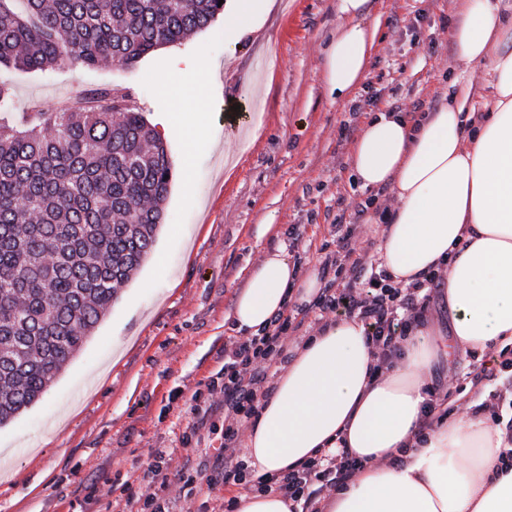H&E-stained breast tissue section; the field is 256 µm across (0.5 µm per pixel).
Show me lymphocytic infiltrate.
Here are the masks:
<instances>
[{
  "label": "lymphocytic infiltrate",
  "mask_w": 512,
  "mask_h": 512,
  "mask_svg": "<svg viewBox=\"0 0 512 512\" xmlns=\"http://www.w3.org/2000/svg\"><path fill=\"white\" fill-rule=\"evenodd\" d=\"M386 194L382 187L376 196L353 204L337 197L328 238L319 248L323 287L309 303L286 306L260 333L229 338L222 369L191 397L195 422L182 434L179 447L154 449L138 476L121 482L130 512H172L174 494L189 497L203 485L228 491L223 512H236L239 496L267 492L288 498L291 512H324L326 499L353 480L363 462L350 449L330 448L288 472L259 474L241 438L273 392V372L290 362L292 346L303 343L308 329L334 316L359 318L376 358L373 373L379 377L394 368L409 331L428 321L434 300L442 294L444 271H429L408 286L391 284L371 253L372 242L363 239L370 209ZM457 391L450 381L429 389L416 440H424L435 424L459 413L452 400ZM217 394L224 408L219 417L214 414ZM206 432L220 433L219 447L200 449Z\"/></svg>",
  "instance_id": "obj_1"
}]
</instances>
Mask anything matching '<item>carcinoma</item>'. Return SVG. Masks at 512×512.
Returning <instances> with one entry per match:
<instances>
[{"mask_svg": "<svg viewBox=\"0 0 512 512\" xmlns=\"http://www.w3.org/2000/svg\"><path fill=\"white\" fill-rule=\"evenodd\" d=\"M219 0H0V65L131 66L202 30ZM172 178L162 139L110 87L56 111L0 82V426L79 353L155 241Z\"/></svg>", "mask_w": 512, "mask_h": 512, "instance_id": "obj_1", "label": "carcinoma"}]
</instances>
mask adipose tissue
<instances>
[{
    "mask_svg": "<svg viewBox=\"0 0 512 512\" xmlns=\"http://www.w3.org/2000/svg\"><path fill=\"white\" fill-rule=\"evenodd\" d=\"M367 0H340L345 22L324 65L330 94L349 98L367 75L375 27ZM274 0H225L224 43L237 46L260 27ZM460 77L437 110L411 120L371 117L355 140L350 169L362 189L391 186L395 205L382 229L378 267L408 285L446 267L449 329L413 328L389 373L375 363L357 318L328 322L301 345L249 427L246 448L258 472L279 473L346 443L364 463L327 512H512V469L501 468L502 430L484 412L436 425L414 440L434 365L454 351L512 344V0H464L454 31ZM490 89L482 119L471 114V79ZM321 286L299 273L286 246L267 251L248 272L230 315L256 333L288 300L305 302Z\"/></svg>",
    "mask_w": 512,
    "mask_h": 512,
    "instance_id": "adipose-tissue-1",
    "label": "adipose tissue"
}]
</instances>
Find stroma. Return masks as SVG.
<instances>
[{"instance_id":"obj_1","label":"stroma","mask_w":512,"mask_h":512,"mask_svg":"<svg viewBox=\"0 0 512 512\" xmlns=\"http://www.w3.org/2000/svg\"><path fill=\"white\" fill-rule=\"evenodd\" d=\"M339 0H275L259 30L224 50V20L132 66L0 69L17 107L53 111L60 98L109 86L129 92L148 125L173 109L157 78L172 55L210 62L216 89L211 138L182 169L184 130L161 131L172 166L164 219L151 254L46 394L0 427V512H128L114 486L157 448H175L193 417V392L224 363L229 313L251 267L305 228L306 266H319L328 232L310 213L337 196L366 198L354 181L351 140L367 115L399 101L404 114L437 107L458 72L452 31L462 0H368L379 18L368 75L354 100L333 99L323 72L342 23ZM426 14L411 29L417 14ZM353 100V101H354Z\"/></svg>"}]
</instances>
